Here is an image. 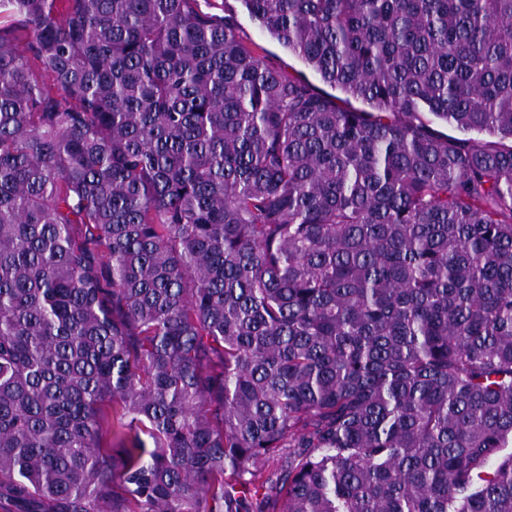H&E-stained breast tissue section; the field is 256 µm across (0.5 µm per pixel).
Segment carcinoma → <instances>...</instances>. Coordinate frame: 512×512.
<instances>
[{
  "label": "carcinoma",
  "instance_id": "1",
  "mask_svg": "<svg viewBox=\"0 0 512 512\" xmlns=\"http://www.w3.org/2000/svg\"><path fill=\"white\" fill-rule=\"evenodd\" d=\"M203 2L0 0V505L512 512V0ZM216 8L210 11L224 14V10L234 11L237 15L240 35L248 42H252L263 49V54L276 67H279L286 75H304L314 85L326 92L345 97L339 90L324 85L319 75L308 67L300 58L292 54L274 39L259 23L254 20L241 0H213Z\"/></svg>",
  "mask_w": 512,
  "mask_h": 512
}]
</instances>
